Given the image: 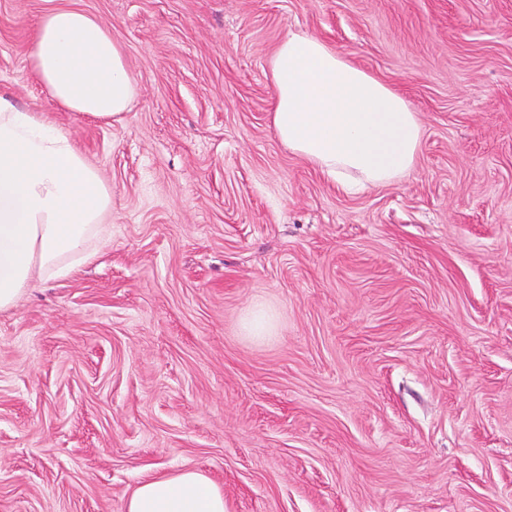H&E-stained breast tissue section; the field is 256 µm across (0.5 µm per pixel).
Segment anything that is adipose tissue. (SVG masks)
Wrapping results in <instances>:
<instances>
[{
  "mask_svg": "<svg viewBox=\"0 0 512 512\" xmlns=\"http://www.w3.org/2000/svg\"><path fill=\"white\" fill-rule=\"evenodd\" d=\"M27 58L50 98L80 117L122 121L135 93L121 45L84 9L44 13ZM271 119L280 141L349 194L389 185L414 168L418 115L390 86L326 41L287 33L270 61ZM112 190L67 133L0 96V313L36 280L89 262L105 232ZM125 512H225L222 489L184 469L140 482Z\"/></svg>",
  "mask_w": 512,
  "mask_h": 512,
  "instance_id": "ef3b65f1",
  "label": "adipose tissue"
}]
</instances>
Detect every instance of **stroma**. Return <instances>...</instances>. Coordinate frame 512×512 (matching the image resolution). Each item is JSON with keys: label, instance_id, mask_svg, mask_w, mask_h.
<instances>
[{"label": "stroma", "instance_id": "stroma-1", "mask_svg": "<svg viewBox=\"0 0 512 512\" xmlns=\"http://www.w3.org/2000/svg\"><path fill=\"white\" fill-rule=\"evenodd\" d=\"M76 3L123 47V122L33 76L51 0H0V95L112 188L92 262L0 314V512H124L183 469L226 512H512V0ZM290 31L417 112L410 174L347 194L279 141ZM244 326L248 336H271L275 319L269 311L258 309L248 316Z\"/></svg>", "mask_w": 512, "mask_h": 512}]
</instances>
